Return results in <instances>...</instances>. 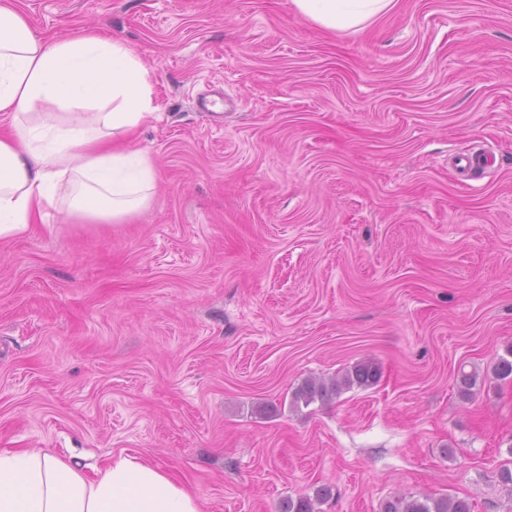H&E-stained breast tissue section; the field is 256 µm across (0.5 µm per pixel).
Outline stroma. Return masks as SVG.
<instances>
[{
	"instance_id": "35a3bbf8",
	"label": "stroma",
	"mask_w": 512,
	"mask_h": 512,
	"mask_svg": "<svg viewBox=\"0 0 512 512\" xmlns=\"http://www.w3.org/2000/svg\"><path fill=\"white\" fill-rule=\"evenodd\" d=\"M148 68L158 169L122 224L0 241V451L152 461L203 512L397 495L512 512V0H18ZM377 384L294 410L309 377ZM483 378L474 400L459 371ZM295 12L332 33L360 32L387 14L395 0H291ZM330 489L327 486H319L314 489L313 496L305 494L297 499L288 498L284 500L279 512H317L316 504H320L329 496Z\"/></svg>"
}]
</instances>
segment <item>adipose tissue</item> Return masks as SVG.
I'll list each match as a JSON object with an SVG mask.
<instances>
[{
    "instance_id": "ef3b65f1",
    "label": "adipose tissue",
    "mask_w": 512,
    "mask_h": 512,
    "mask_svg": "<svg viewBox=\"0 0 512 512\" xmlns=\"http://www.w3.org/2000/svg\"><path fill=\"white\" fill-rule=\"evenodd\" d=\"M291 3L336 34L364 30L395 0ZM155 111L149 72L123 41L94 29L40 35L17 0H0V241L49 209L75 224H121L146 209L157 166L128 141ZM0 512H202V502L142 459H112L89 479L23 449L0 452Z\"/></svg>"
}]
</instances>
